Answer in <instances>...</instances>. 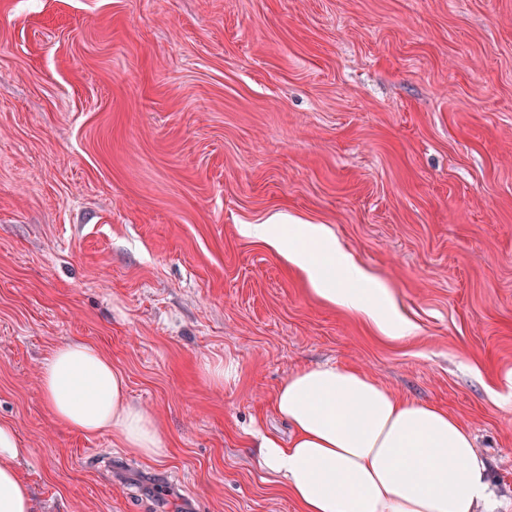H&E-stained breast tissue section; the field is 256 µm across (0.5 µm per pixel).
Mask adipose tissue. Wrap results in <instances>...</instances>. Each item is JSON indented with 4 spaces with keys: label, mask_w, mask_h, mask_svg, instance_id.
Here are the masks:
<instances>
[{
    "label": "adipose tissue",
    "mask_w": 512,
    "mask_h": 512,
    "mask_svg": "<svg viewBox=\"0 0 512 512\" xmlns=\"http://www.w3.org/2000/svg\"><path fill=\"white\" fill-rule=\"evenodd\" d=\"M305 271L314 292L354 309L388 337L406 326L387 309L384 289L348 258L318 224H248ZM40 390L52 417L87 436L112 434L148 461L166 454L155 415L133 404L125 374L95 345L68 341L41 365ZM273 409L289 440L255 431L263 466L287 488L300 512H479L488 468L470 429L448 410L396 395L353 369L318 366L290 374ZM27 451L13 424L0 423V512H32L20 469Z\"/></svg>",
    "instance_id": "ef3b65f1"
}]
</instances>
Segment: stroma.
Masks as SVG:
<instances>
[{
	"mask_svg": "<svg viewBox=\"0 0 512 512\" xmlns=\"http://www.w3.org/2000/svg\"><path fill=\"white\" fill-rule=\"evenodd\" d=\"M275 213L412 333L240 234ZM77 339L160 461L53 421L41 364ZM323 364L454 414L512 512V0H0V420L35 512H299L251 433Z\"/></svg>",
	"mask_w": 512,
	"mask_h": 512,
	"instance_id": "1",
	"label": "stroma"
}]
</instances>
